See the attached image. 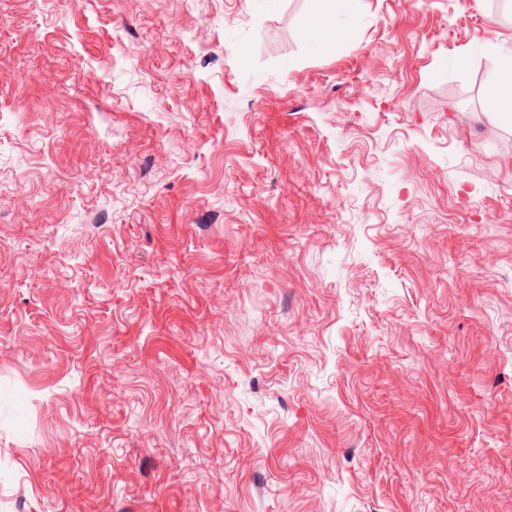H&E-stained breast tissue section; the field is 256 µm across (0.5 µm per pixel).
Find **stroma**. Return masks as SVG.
<instances>
[{"instance_id": "1", "label": "stroma", "mask_w": 512, "mask_h": 512, "mask_svg": "<svg viewBox=\"0 0 512 512\" xmlns=\"http://www.w3.org/2000/svg\"><path fill=\"white\" fill-rule=\"evenodd\" d=\"M0 0V512H512V0ZM321 8L310 19V24L321 33L326 47L340 46L346 39L336 30V18L340 15H353L356 12L358 0H320ZM487 108L512 119V56L501 62L487 98Z\"/></svg>"}]
</instances>
